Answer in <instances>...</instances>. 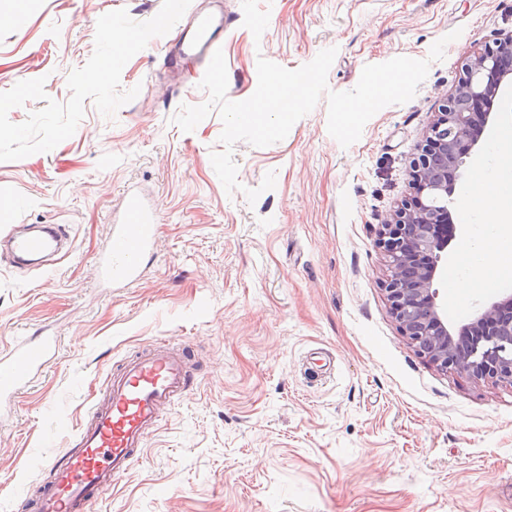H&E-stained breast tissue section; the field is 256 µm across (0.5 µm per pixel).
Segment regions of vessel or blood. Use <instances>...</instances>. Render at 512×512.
<instances>
[{"label": "vessel or blood", "instance_id": "vessel-or-blood-1", "mask_svg": "<svg viewBox=\"0 0 512 512\" xmlns=\"http://www.w3.org/2000/svg\"><path fill=\"white\" fill-rule=\"evenodd\" d=\"M224 15L191 11L176 38L166 40L165 56L173 71L185 60L206 61L224 45ZM159 208L135 192L126 193L118 220L109 226L108 241L98 262L101 284H130L141 272L143 256L157 238ZM60 227L15 235L11 252L17 260L38 258L58 249ZM56 339L38 336L19 342L0 355V398L15 394L48 362ZM188 385L183 355L157 348L129 359L110 376L103 399L94 401L72 448L46 462L52 478L36 498L37 512H84L86 506L111 489L138 459L161 410L174 403Z\"/></svg>", "mask_w": 512, "mask_h": 512}]
</instances>
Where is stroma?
Here are the masks:
<instances>
[{
    "instance_id": "1",
    "label": "stroma",
    "mask_w": 512,
    "mask_h": 512,
    "mask_svg": "<svg viewBox=\"0 0 512 512\" xmlns=\"http://www.w3.org/2000/svg\"><path fill=\"white\" fill-rule=\"evenodd\" d=\"M227 97L249 98L257 59L295 69L337 47L328 88L348 91L368 64L424 59L453 30L416 96L341 145L328 101L267 147L241 141L240 190L210 155L223 123L186 133L181 105L207 93L199 62L176 83L162 38L124 66L138 96L113 118L93 101L52 151L0 162V240L19 224H63L72 254L14 267L0 247V354L51 334L47 365L0 403V512H31L113 369L154 346L189 352L191 391L162 411L143 455L87 512H512V385L443 372L417 354L390 312L377 229L409 194V172L462 61L512 31V0H260L261 39L241 0H223ZM163 0H0V92L67 76L94 51L96 23L137 22ZM276 186L248 202L267 172ZM159 205L157 244L130 286L96 277L127 191Z\"/></svg>"
}]
</instances>
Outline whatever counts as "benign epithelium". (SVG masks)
<instances>
[{
    "mask_svg": "<svg viewBox=\"0 0 512 512\" xmlns=\"http://www.w3.org/2000/svg\"><path fill=\"white\" fill-rule=\"evenodd\" d=\"M512 83V32L466 58L453 91L417 148L409 196L378 229L387 258L385 291L408 343L443 371L474 381L512 384V296L479 307L465 323H448L435 284L445 279L448 199L462 168L496 124L492 105Z\"/></svg>",
    "mask_w": 512,
    "mask_h": 512,
    "instance_id": "benign-epithelium-1",
    "label": "benign epithelium"
}]
</instances>
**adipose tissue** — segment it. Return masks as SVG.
<instances>
[{
	"instance_id": "obj_1",
	"label": "adipose tissue",
	"mask_w": 512,
	"mask_h": 512,
	"mask_svg": "<svg viewBox=\"0 0 512 512\" xmlns=\"http://www.w3.org/2000/svg\"><path fill=\"white\" fill-rule=\"evenodd\" d=\"M492 177L475 180L476 206L473 216L485 232L465 245L473 261L457 282L470 288L491 271L505 269L512 261V196L492 190Z\"/></svg>"
}]
</instances>
